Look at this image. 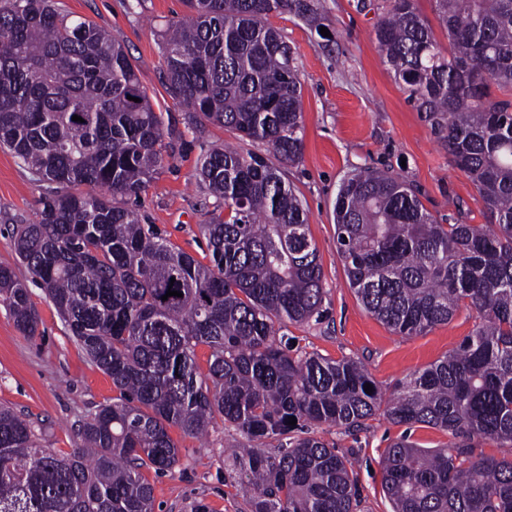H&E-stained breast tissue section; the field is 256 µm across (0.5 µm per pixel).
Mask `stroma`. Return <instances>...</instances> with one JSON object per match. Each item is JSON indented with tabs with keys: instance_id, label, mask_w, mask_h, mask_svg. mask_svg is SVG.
Here are the masks:
<instances>
[{
	"instance_id": "35a3bbf8",
	"label": "stroma",
	"mask_w": 512,
	"mask_h": 512,
	"mask_svg": "<svg viewBox=\"0 0 512 512\" xmlns=\"http://www.w3.org/2000/svg\"><path fill=\"white\" fill-rule=\"evenodd\" d=\"M326 34L290 14L272 17L294 51L302 84L304 146L300 160L284 167L287 183L300 197L309 233L319 251L326 295L320 321L286 327L295 347L338 360L364 363L383 393L441 358L470 335L478 312L461 307L453 319L418 336H400L369 314L348 286L337 252L333 203L342 179L371 166L416 187L442 224H485L489 216L472 182L454 168L402 84L384 63L375 27L386 0H317ZM60 7L109 30L124 45L155 111L164 118L163 143L172 158L139 197L128 205L143 223L156 225L174 247L201 263L210 256L201 227L209 223L215 199L194 178L204 149L238 143L241 150L274 162L265 144L205 119L190 121L189 109L168 94L162 70L161 38L184 19L182 0H59ZM51 190L6 149H0V265L29 280L14 251L13 227L32 222L39 201ZM31 301L38 316L35 335H23L0 306V405L26 416L43 431L44 447L64 455L78 442L77 424L118 392L111 378L93 366L69 335L54 304L40 288ZM169 433L180 450L178 463L158 473L144 470L154 489L155 512H250L236 483L224 470V442L234 431L215 417L202 437ZM358 474L363 512H391L381 485L380 460L401 436L422 448H453L452 433L426 425L411 427L377 413L357 430L321 427Z\"/></svg>"
}]
</instances>
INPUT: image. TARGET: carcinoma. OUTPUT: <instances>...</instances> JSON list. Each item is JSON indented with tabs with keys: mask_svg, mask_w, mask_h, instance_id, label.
Returning <instances> with one entry per match:
<instances>
[{
	"mask_svg": "<svg viewBox=\"0 0 512 512\" xmlns=\"http://www.w3.org/2000/svg\"><path fill=\"white\" fill-rule=\"evenodd\" d=\"M434 2L448 49L415 0H388L376 41L492 225L440 224L410 184L364 167L336 193L337 251L348 287L393 333L422 334L464 305L480 323L385 399L362 362L302 352L279 333L319 318L325 296L306 211L281 170L230 145L203 151L195 178L215 198L203 225L210 264L173 247L123 202L171 158L123 45L55 0H0V147L53 185L38 220L16 226L15 251L119 391L82 420L65 456L0 407V512H155L142 469L179 461L169 427L202 436L217 414L241 437L224 460L250 512H361L357 474L314 429L359 428L382 407L397 424L463 438L452 451L405 438L386 449L392 512H512V459L469 451L475 437L512 446V99L499 96L512 92V0ZM186 4L163 45L169 94L296 163L302 85L268 19L314 24L315 5ZM169 289L183 296L162 300ZM0 305L35 335L28 285L2 265ZM201 344L211 349L203 376Z\"/></svg>",
	"mask_w": 512,
	"mask_h": 512,
	"instance_id": "cac0c4a2",
	"label": "carcinoma"
}]
</instances>
